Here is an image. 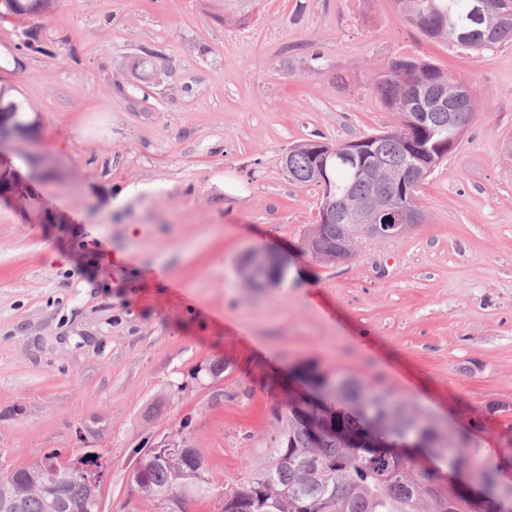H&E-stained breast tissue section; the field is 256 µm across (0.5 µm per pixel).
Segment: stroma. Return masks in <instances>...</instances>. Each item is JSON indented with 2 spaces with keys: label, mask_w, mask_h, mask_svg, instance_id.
<instances>
[{
  "label": "stroma",
  "mask_w": 512,
  "mask_h": 512,
  "mask_svg": "<svg viewBox=\"0 0 512 512\" xmlns=\"http://www.w3.org/2000/svg\"><path fill=\"white\" fill-rule=\"evenodd\" d=\"M146 48L155 84L131 72ZM402 55L469 84L473 121L422 186L424 224L312 261L319 189L283 157L397 126L372 83ZM0 85L42 155L0 157L23 188L0 194V470L91 452L104 512H154L128 482L180 430L221 493L303 366L391 390L512 471V45L429 41L395 0H259L241 25L222 0H57L0 18ZM254 251L283 285L242 279Z\"/></svg>",
  "instance_id": "obj_1"
}]
</instances>
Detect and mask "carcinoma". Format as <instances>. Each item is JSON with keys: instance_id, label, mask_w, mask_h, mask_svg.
Segmentation results:
<instances>
[{"instance_id": "cac0c4a2", "label": "carcinoma", "mask_w": 512, "mask_h": 512, "mask_svg": "<svg viewBox=\"0 0 512 512\" xmlns=\"http://www.w3.org/2000/svg\"><path fill=\"white\" fill-rule=\"evenodd\" d=\"M18 17L42 13L43 0H17ZM472 0H398L404 20L424 37L472 52L492 51L512 43V21L500 13H512V0H484V16L471 17ZM257 0H224V14L244 17ZM139 80L157 78L156 53L143 50L134 62ZM408 70L421 78L410 87L395 79L394 72ZM456 77L450 71L414 57H395L377 75L374 91L382 104L406 120L421 113L410 125L414 144L438 160L448 156L454 133L448 127V106L438 101L448 95ZM372 162L377 175L362 179L344 166L330 169L336 197L389 198L397 206L420 209V186L405 179L420 157L392 131L370 134ZM320 142L309 140L288 150L289 176L300 183H314ZM355 216L338 210L332 224H315L303 238L308 244L317 235L322 247L333 252L353 231ZM250 276L257 287L279 286L263 264H254ZM294 379L311 396L276 408L275 433L262 461L250 467L215 502V512H470L450 484L440 482L443 470H470L485 484L494 480L474 451L460 449L458 440L444 431L432 415L408 407L391 393L366 385L352 375L325 376L303 367ZM179 444L160 456H143L135 469L143 472L137 483L140 497L158 504L175 499L205 500L212 491L205 478L204 460L190 439L178 432ZM433 459L431 468L418 467L411 456L382 454L380 448H403L411 441ZM93 472L78 469L72 461L47 454L40 461L0 472V492L18 503L16 512H64L53 507L56 492L78 502V512H97L103 466L89 456Z\"/></svg>"}]
</instances>
